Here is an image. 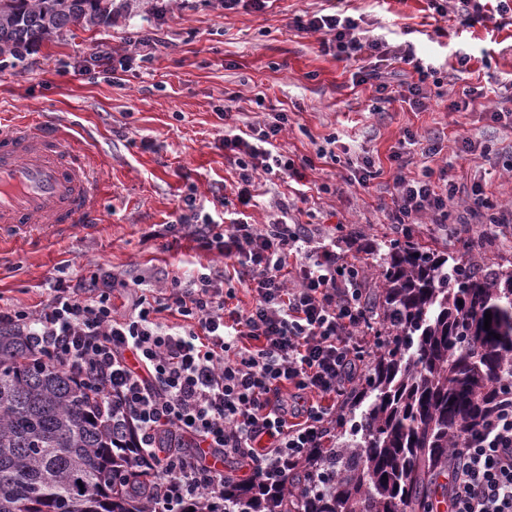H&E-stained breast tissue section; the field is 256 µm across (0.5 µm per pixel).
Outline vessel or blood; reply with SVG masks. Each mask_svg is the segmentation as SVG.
<instances>
[{
  "mask_svg": "<svg viewBox=\"0 0 512 512\" xmlns=\"http://www.w3.org/2000/svg\"><path fill=\"white\" fill-rule=\"evenodd\" d=\"M98 196L83 144L52 115L0 131V238L91 223Z\"/></svg>",
  "mask_w": 512,
  "mask_h": 512,
  "instance_id": "b4317fda",
  "label": "vessel or blood"
}]
</instances>
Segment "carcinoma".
<instances>
[{"label": "carcinoma", "instance_id": "cac0c4a2", "mask_svg": "<svg viewBox=\"0 0 512 512\" xmlns=\"http://www.w3.org/2000/svg\"><path fill=\"white\" fill-rule=\"evenodd\" d=\"M127 9L128 0H0V54L21 58ZM385 247L374 350L336 419L328 492L299 502L282 483L229 476L224 512H430L447 496L449 449L495 409L499 374L512 367V268L478 271L470 247L439 250L409 234ZM124 427L32 337L0 331V512H148L151 477L130 468L137 448Z\"/></svg>", "mask_w": 512, "mask_h": 512}]
</instances>
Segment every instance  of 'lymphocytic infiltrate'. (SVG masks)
Wrapping results in <instances>:
<instances>
[{"label": "lymphocytic infiltrate", "instance_id": "lymphocytic-infiltrate-1", "mask_svg": "<svg viewBox=\"0 0 512 512\" xmlns=\"http://www.w3.org/2000/svg\"><path fill=\"white\" fill-rule=\"evenodd\" d=\"M294 26L321 34L320 50L356 64L352 82L370 85L379 100L400 97L422 106L441 87L434 68L414 49L401 52L363 34L344 11L296 16ZM415 77L393 93L397 66ZM225 158L239 170L236 198L254 206L256 178L301 180L312 159L280 151L284 112L238 129L230 108L220 111ZM279 206L266 224L237 217L221 224L205 209L189 208L165 230L194 228L201 245L237 269L254 293L245 311L232 307L225 274L202 266L172 277L169 287L121 305L124 282L108 270L50 284L28 308L0 297V328L37 339L48 360L63 367L104 413L119 412L135 430L132 466L151 474V512H211L224 493V473L206 460L217 453L244 464L246 482L288 483L317 448L330 447L336 416L368 368L370 314L365 266L357 240L320 239ZM447 225L468 243L474 225L512 238V207L494 206L479 188L463 191L447 170L394 180L388 219L395 225L423 217ZM505 404L462 444L450 449L448 512H512V376L500 377Z\"/></svg>", "mask_w": 512, "mask_h": 512}]
</instances>
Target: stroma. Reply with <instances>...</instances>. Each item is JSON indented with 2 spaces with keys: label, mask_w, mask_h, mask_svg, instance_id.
<instances>
[{
  "label": "stroma",
  "mask_w": 512,
  "mask_h": 512,
  "mask_svg": "<svg viewBox=\"0 0 512 512\" xmlns=\"http://www.w3.org/2000/svg\"><path fill=\"white\" fill-rule=\"evenodd\" d=\"M327 0H269L261 11L224 9L221 0H135L112 27L75 28L28 52L0 76V124L49 113L83 135L97 165L99 215L73 230L32 231L0 244V296L30 307L46 297L56 271L66 278L103 268L149 288L192 263L216 264L195 237L158 236L161 224L185 210L188 195L213 210L233 202L237 171L224 157V122L231 105L239 125L287 113L278 138L294 160L311 157L303 183L259 179L252 224L269 223L276 204L304 188L307 201L296 219L334 237L342 224L359 234L369 278L377 276V250L393 238L384 204L395 175L393 153L402 151L405 131L419 143L437 139L441 152L426 161L417 146L408 167H447L466 187L482 186L499 205L512 204V127L491 113L512 96V25L497 12L471 27L461 26L456 0L440 16L429 0H348L361 28L393 44H413L419 58L440 73L444 97H431L414 110L395 100L377 102L370 86L351 82L344 63L322 54L321 34L297 30L295 16L327 7ZM159 43L150 61L107 74L96 49L136 54L142 32ZM468 54L460 65V54ZM483 87L482 107L452 112L451 97L463 87ZM335 138L336 159L316 153ZM469 140L476 152L461 150ZM371 158L378 175L369 189L338 190L351 172L348 160Z\"/></svg>",
  "instance_id": "35a3bbf8"
}]
</instances>
